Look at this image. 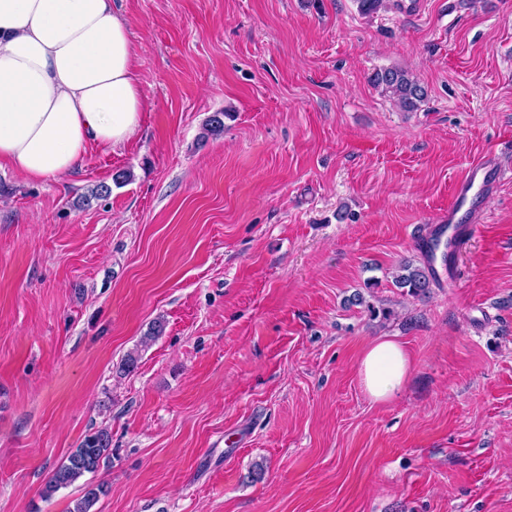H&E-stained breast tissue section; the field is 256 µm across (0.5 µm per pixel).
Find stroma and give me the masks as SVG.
<instances>
[{
  "instance_id": "35a3bbf8",
  "label": "stroma",
  "mask_w": 512,
  "mask_h": 512,
  "mask_svg": "<svg viewBox=\"0 0 512 512\" xmlns=\"http://www.w3.org/2000/svg\"><path fill=\"white\" fill-rule=\"evenodd\" d=\"M114 6L136 134L60 179L0 166V512H71L87 482L94 512H512V177L427 295L393 282L470 163L512 170V0ZM385 337L413 372L381 405L356 363ZM100 428L109 457L44 497ZM372 81L382 92L394 98L399 106L407 112L418 110L426 100L427 92L419 81L408 71L401 68H384L377 70Z\"/></svg>"
}]
</instances>
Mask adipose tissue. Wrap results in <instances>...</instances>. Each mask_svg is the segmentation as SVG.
<instances>
[{
	"label": "adipose tissue",
	"instance_id": "adipose-tissue-1",
	"mask_svg": "<svg viewBox=\"0 0 512 512\" xmlns=\"http://www.w3.org/2000/svg\"><path fill=\"white\" fill-rule=\"evenodd\" d=\"M134 56L112 0H0V162L42 181L71 174L90 145L129 141L145 101ZM412 366L404 344L384 338L357 373L387 404Z\"/></svg>",
	"mask_w": 512,
	"mask_h": 512
}]
</instances>
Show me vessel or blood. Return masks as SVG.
<instances>
[{
	"label": "vessel or blood",
	"instance_id": "obj_1",
	"mask_svg": "<svg viewBox=\"0 0 512 512\" xmlns=\"http://www.w3.org/2000/svg\"><path fill=\"white\" fill-rule=\"evenodd\" d=\"M505 174L504 168L497 166L496 162L485 159L472 163L460 177L455 186L454 200L448 208V213L441 218L442 223L448 226L449 246L457 245L460 234L464 233L471 237L478 233V225H469L462 231L459 230L458 224L479 199L504 178Z\"/></svg>",
	"mask_w": 512,
	"mask_h": 512
}]
</instances>
